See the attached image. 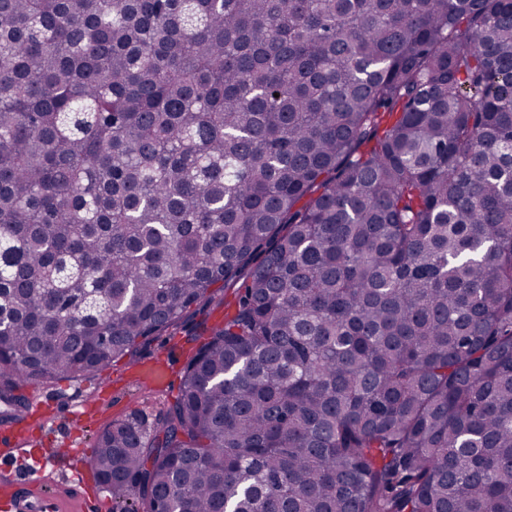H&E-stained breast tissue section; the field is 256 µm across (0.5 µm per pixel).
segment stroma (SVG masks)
Segmentation results:
<instances>
[{
    "label": "stroma",
    "instance_id": "1",
    "mask_svg": "<svg viewBox=\"0 0 512 512\" xmlns=\"http://www.w3.org/2000/svg\"><path fill=\"white\" fill-rule=\"evenodd\" d=\"M224 324V305L214 301L204 312L191 315L180 329L162 336L141 356V362L166 360L175 368H183L189 354L191 340H204V328L220 327ZM133 366L127 361L113 363L111 376L97 374L93 377L61 380L28 388V395L49 398L51 408L35 416L19 415L12 425L24 429L28 435L47 439L54 445L75 444L80 448H92L96 436L112 421L135 415L144 426H152L163 409L166 395H177V388L168 394L156 393L146 384L132 377ZM92 399L80 423H73L67 410Z\"/></svg>",
    "mask_w": 512,
    "mask_h": 512
}]
</instances>
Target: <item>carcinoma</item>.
<instances>
[{
  "label": "carcinoma",
  "mask_w": 512,
  "mask_h": 512,
  "mask_svg": "<svg viewBox=\"0 0 512 512\" xmlns=\"http://www.w3.org/2000/svg\"><path fill=\"white\" fill-rule=\"evenodd\" d=\"M217 288L121 512H512V0H0V402Z\"/></svg>",
  "instance_id": "carcinoma-1"
}]
</instances>
